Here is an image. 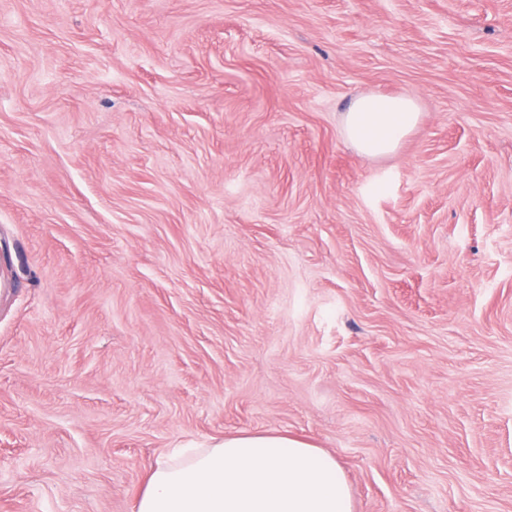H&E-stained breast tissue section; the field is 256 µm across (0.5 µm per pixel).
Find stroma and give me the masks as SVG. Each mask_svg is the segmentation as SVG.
<instances>
[{"label":"stroma","mask_w":512,"mask_h":512,"mask_svg":"<svg viewBox=\"0 0 512 512\" xmlns=\"http://www.w3.org/2000/svg\"><path fill=\"white\" fill-rule=\"evenodd\" d=\"M265 431L354 512H512V0H0V512ZM417 103L403 95L369 93L354 98L341 114L346 142L369 157L394 153L401 140L417 125Z\"/></svg>","instance_id":"stroma-1"}]
</instances>
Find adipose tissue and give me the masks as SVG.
<instances>
[{"label":"adipose tissue","instance_id":"obj_1","mask_svg":"<svg viewBox=\"0 0 512 512\" xmlns=\"http://www.w3.org/2000/svg\"><path fill=\"white\" fill-rule=\"evenodd\" d=\"M417 103L369 93L341 114L346 142L369 157L394 153L417 125ZM135 512H354L335 457L279 433H238L160 451Z\"/></svg>","mask_w":512,"mask_h":512}]
</instances>
